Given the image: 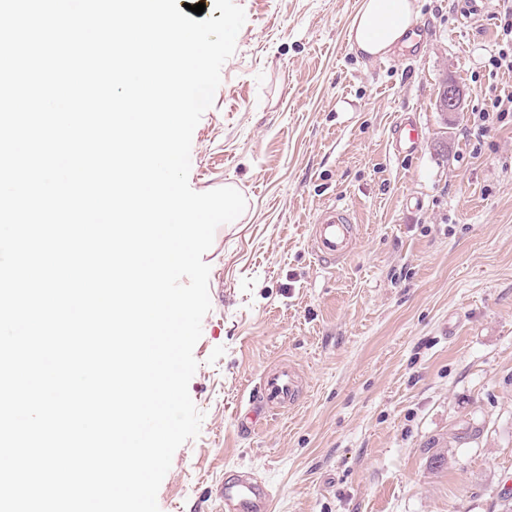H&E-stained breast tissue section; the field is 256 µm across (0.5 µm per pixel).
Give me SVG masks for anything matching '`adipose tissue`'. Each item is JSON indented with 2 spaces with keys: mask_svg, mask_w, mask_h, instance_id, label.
<instances>
[{
  "mask_svg": "<svg viewBox=\"0 0 512 512\" xmlns=\"http://www.w3.org/2000/svg\"><path fill=\"white\" fill-rule=\"evenodd\" d=\"M417 11L416 0H362L347 38L356 52L373 58L393 53Z\"/></svg>",
  "mask_w": 512,
  "mask_h": 512,
  "instance_id": "obj_1",
  "label": "adipose tissue"
}]
</instances>
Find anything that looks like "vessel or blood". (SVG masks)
<instances>
[{
  "instance_id": "obj_1",
  "label": "vessel or blood",
  "mask_w": 512,
  "mask_h": 512,
  "mask_svg": "<svg viewBox=\"0 0 512 512\" xmlns=\"http://www.w3.org/2000/svg\"><path fill=\"white\" fill-rule=\"evenodd\" d=\"M422 130L412 118L398 121L392 132L395 157H407L417 150ZM354 240L352 219L348 207L330 203L317 215L311 227L310 243L314 254L326 264H333L346 257ZM300 393L299 377L288 364H280L262 377L258 395L253 400V412L246 416L254 422L258 412L273 409L287 402L296 401ZM218 497L223 512H271L272 492L265 480L251 473H242L226 479Z\"/></svg>"
}]
</instances>
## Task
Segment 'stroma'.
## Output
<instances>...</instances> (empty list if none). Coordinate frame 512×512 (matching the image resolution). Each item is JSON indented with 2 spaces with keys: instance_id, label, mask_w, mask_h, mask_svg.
<instances>
[{
  "instance_id": "obj_1",
  "label": "stroma",
  "mask_w": 512,
  "mask_h": 512,
  "mask_svg": "<svg viewBox=\"0 0 512 512\" xmlns=\"http://www.w3.org/2000/svg\"><path fill=\"white\" fill-rule=\"evenodd\" d=\"M246 14L194 130L189 184L247 200L203 260L211 310L160 512H220L226 468L263 477L272 512H503L512 500V122L471 133L512 92L492 59L506 0L470 21L418 0L420 51L352 50L361 0H235ZM462 111L435 107L442 81ZM423 129L395 158L403 116ZM346 204L352 253L321 263L311 226ZM293 364L298 400L241 434L263 373ZM448 465L430 470L433 455Z\"/></svg>"
}]
</instances>
